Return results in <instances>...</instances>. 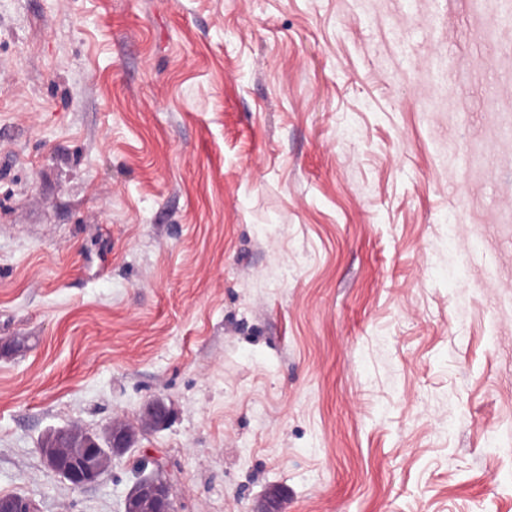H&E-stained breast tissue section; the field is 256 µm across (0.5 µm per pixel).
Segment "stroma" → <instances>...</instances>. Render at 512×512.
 Here are the masks:
<instances>
[{
	"label": "stroma",
	"mask_w": 512,
	"mask_h": 512,
	"mask_svg": "<svg viewBox=\"0 0 512 512\" xmlns=\"http://www.w3.org/2000/svg\"><path fill=\"white\" fill-rule=\"evenodd\" d=\"M508 13L0 0V495L512 512ZM117 421L96 486L47 467ZM128 497V502H151L154 512L173 511L172 487L157 472L141 475L129 490Z\"/></svg>",
	"instance_id": "1"
}]
</instances>
